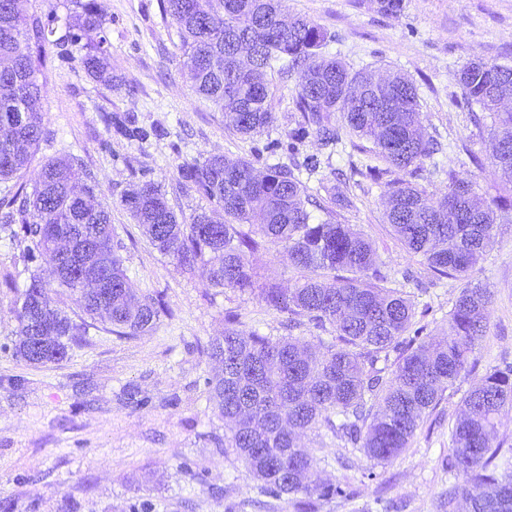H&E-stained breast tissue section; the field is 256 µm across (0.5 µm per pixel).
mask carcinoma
Returning <instances> with one entry per match:
<instances>
[{
    "instance_id": "cac0c4a2",
    "label": "carcinoma",
    "mask_w": 512,
    "mask_h": 512,
    "mask_svg": "<svg viewBox=\"0 0 512 512\" xmlns=\"http://www.w3.org/2000/svg\"><path fill=\"white\" fill-rule=\"evenodd\" d=\"M29 4L0 0V58L13 61L0 69V232L29 241V259L39 254L48 260L49 277L31 271L17 296L12 342L16 358L48 365L65 360L85 333L86 322H75L58 307L49 289L54 281L78 290L69 268L80 261L84 246L100 249L101 273L114 285L112 299L102 306L84 296L87 318H104L111 333L130 337L152 329L161 306L138 294L124 269L109 205L77 199L79 181L89 193L96 190L78 156L44 160L30 191L19 183L39 144L50 139L39 52L58 21L43 19ZM63 7L64 37L84 41L87 75L118 86L96 0H64ZM167 12L195 92L231 116L240 134H260L273 123L268 73L296 74L301 121L289 134L290 147L310 137L325 148L338 144L340 129L330 113H343L350 130L369 141L384 163L366 167L362 176L386 187L384 215L395 238L434 275H469L474 256L494 242L500 207L481 202L473 185L451 172L448 192L436 201L396 176L415 172L441 151L437 139L424 133L417 88L407 75L377 79L369 69L353 71L323 54L331 39L327 30L305 17L283 15L278 0H167ZM456 80L477 107L475 125L490 120L493 163L502 181L512 184V111L491 105L497 94L512 95V68L473 61L458 70ZM107 122L122 135H144L117 115ZM178 175L210 204L189 222L152 181L121 196L153 248L179 266H206L215 288L245 292L256 285L251 258L267 243L281 246L306 276L288 290L260 289L263 299L288 315L291 327L305 321L329 333L313 344L290 335H246L227 322L224 335L207 347L209 357L223 365L207 385L227 426L224 447L236 451L262 493L288 497L296 512H308L314 498H351L350 487L315 475L300 432L322 426L336 440L362 449L373 466L398 457L446 392L476 368L470 357L486 328L488 289H462L448 311V332L436 340L416 321L410 296L388 287L390 273L363 233L350 224L313 222L312 210H325L322 198L293 169L276 164L259 174L246 159L217 154L180 166ZM63 235L71 238L68 259L57 246ZM43 326L52 339L47 355L36 357L30 337ZM510 411L512 362H503L479 378L448 428V470L463 477L448 489V512H455L460 499L468 512H512V448L499 439Z\"/></svg>"
}]
</instances>
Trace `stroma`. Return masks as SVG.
I'll return each instance as SVG.
<instances>
[{"label": "stroma", "instance_id": "35a3bbf8", "mask_svg": "<svg viewBox=\"0 0 512 512\" xmlns=\"http://www.w3.org/2000/svg\"><path fill=\"white\" fill-rule=\"evenodd\" d=\"M106 19L112 70L110 89L85 72L81 44L46 43L42 50L47 86L43 142L23 178L33 184L42 161L61 152L83 159L123 240L121 252L138 291L161 299L165 312L151 331L118 337L105 324L87 326L80 348L69 358L34 366L13 357L9 344L13 313L24 289L27 244L0 239V512H62L74 500L78 512H136L142 502L156 512H295L287 500L259 494L258 485L233 452H218L224 419L210 399L208 379L216 365L205 354L223 335L226 316L240 330L267 336L287 333L314 340L317 331L287 330L285 314L268 307L258 291L211 287L203 266L182 269L150 245L120 204L121 195L144 181L165 191L175 212L191 217L204 207L195 189L180 186L178 167L212 153L250 160L256 168L277 162H321L320 175L333 187L334 169L356 166L346 205L314 211L315 220L351 224L372 242L391 272L392 287L427 293L428 333L448 328V312L461 288H489L486 333L473 351L481 367L512 362V185L503 183L490 157L486 129L474 125L455 73L475 60L512 66V0H405L400 15L379 12L376 0H281L285 13L315 20L334 39L327 55L355 70L401 72L415 83L423 123L445 147L426 161L418 183L433 198L448 190L449 175L472 182L486 202L504 203L495 241L481 254L468 279H434L421 257L397 242L384 219V188L360 176L371 155L356 148L341 113L331 115L343 130L336 152L307 139L288 147L295 109V76L273 79L274 123L244 137L229 118L201 100L181 68L176 27L166 0H96ZM119 114L145 131L130 140L109 129ZM259 286L293 287L299 270L283 249L254 263ZM476 376L458 382L417 430L410 448L390 463L369 468L359 449L341 447L326 429L302 441L316 460L320 479L351 484L353 500L318 503L316 512H448V422Z\"/></svg>", "mask_w": 512, "mask_h": 512}]
</instances>
